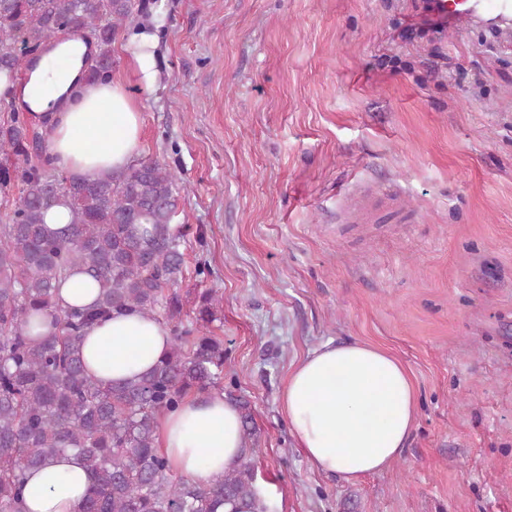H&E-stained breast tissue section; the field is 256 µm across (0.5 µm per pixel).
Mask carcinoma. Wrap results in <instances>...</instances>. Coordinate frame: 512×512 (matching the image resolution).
<instances>
[{
  "instance_id": "cac0c4a2",
  "label": "carcinoma",
  "mask_w": 512,
  "mask_h": 512,
  "mask_svg": "<svg viewBox=\"0 0 512 512\" xmlns=\"http://www.w3.org/2000/svg\"><path fill=\"white\" fill-rule=\"evenodd\" d=\"M135 0H0V73L33 69V56L62 33L91 37L98 54L87 78L112 70V44L141 11ZM41 135L16 115L0 124V192L22 186L0 225V512H20L26 474L67 450L83 460L91 487L82 512H270L247 460L203 486L174 477L156 448L157 417L192 392L224 390V338L209 325L222 297H200L195 327L171 337L168 356L137 380L104 385L84 367L82 341L96 321L128 310L165 326L181 324L182 303L168 287L183 277L184 235L172 230L177 176L141 159L114 176L78 178L50 160L33 163ZM56 205L63 230L47 226ZM74 269L99 294L90 308L64 309L58 288ZM46 313L57 331L34 336ZM241 412L247 454L257 430Z\"/></svg>"
}]
</instances>
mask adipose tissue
<instances>
[{
  "label": "adipose tissue",
  "instance_id": "1",
  "mask_svg": "<svg viewBox=\"0 0 512 512\" xmlns=\"http://www.w3.org/2000/svg\"><path fill=\"white\" fill-rule=\"evenodd\" d=\"M155 35L141 31L123 45L140 83L158 79ZM94 46L68 34L29 76L0 95L45 122L54 164L76 177L123 173L141 145L138 106L118 77L90 82ZM166 326L136 311L113 315L86 331L82 356L89 374L108 383L150 372L168 353ZM282 412L305 457L319 470L356 481L395 461L415 420V388L405 366L379 347L326 341L288 373ZM157 446L171 468L209 484L242 461L241 414L222 393H192L162 414ZM91 480L74 452L29 476L25 512H78Z\"/></svg>",
  "mask_w": 512,
  "mask_h": 512
}]
</instances>
